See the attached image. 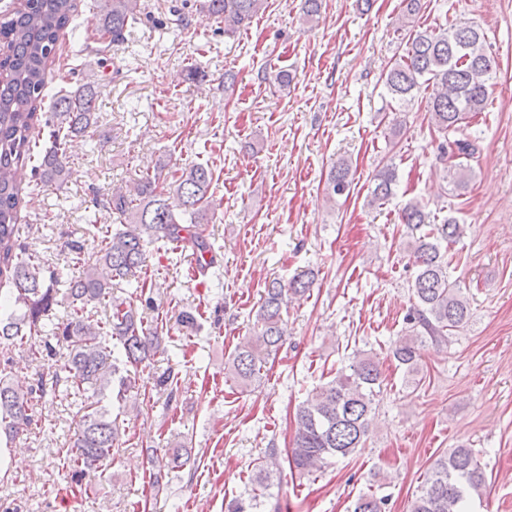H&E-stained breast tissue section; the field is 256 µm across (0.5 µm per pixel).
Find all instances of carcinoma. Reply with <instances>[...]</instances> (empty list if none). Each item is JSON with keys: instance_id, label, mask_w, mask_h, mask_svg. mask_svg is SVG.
<instances>
[{"instance_id": "carcinoma-1", "label": "carcinoma", "mask_w": 512, "mask_h": 512, "mask_svg": "<svg viewBox=\"0 0 512 512\" xmlns=\"http://www.w3.org/2000/svg\"><path fill=\"white\" fill-rule=\"evenodd\" d=\"M266 0H197V7L224 24V33L233 34L251 23ZM96 32L99 52L125 38L129 22L142 14V0H100ZM73 0H20L12 12L0 16V40L11 48L0 61V285L9 287L4 299L8 311L0 313V344L30 346L37 356L35 337L47 334L67 344L68 354L61 371L70 388L87 385L101 390L117 385L116 398L126 401L135 388L131 374L121 368L138 369L158 343L163 329L148 325L138 316L133 303L113 295L114 282L122 281L146 265V246L158 239L180 244L199 254L200 271L214 264L212 249L199 231L208 209L212 169L194 164L175 171L174 181L163 185L161 175L147 173L130 193L111 191L108 201L121 228L104 235L95 259L72 274L68 268L46 271L40 260L17 252L18 214L25 202L18 170L29 165L46 188L61 190L73 172L66 145L75 137H92L97 126V92L88 81L73 91L60 89L53 95L51 112L39 116L48 97L45 71L55 52L59 32L72 19ZM496 60L484 33L472 24L446 29H425L408 40L405 54L389 62L384 72L391 98L403 106L412 101L422 85L432 87L429 96L431 123L443 134L438 146L446 177L454 190L468 187L473 170L463 163L479 153L476 142L450 139L463 120L485 110ZM49 127V146L37 150L31 130L40 119ZM351 166L345 159L332 165L326 181V195L333 199L350 193ZM397 173L382 166L374 178L369 204L381 205L395 193ZM402 223L420 232L413 249L416 276L412 293L416 304L406 320L409 334L399 337L390 353L403 367L407 382L419 383V343L448 340L470 318V303L451 279L453 257L443 244L457 242L467 225L450 215L441 224L431 223L429 213L418 202L401 211ZM313 279L297 274L288 282L274 278L266 282L252 334L236 347L228 361L229 374L248 386L259 377L269 359L276 357L287 335L283 319L285 298L310 291ZM69 300L68 318L54 322L52 310L58 297ZM107 303L110 313L101 321L86 316L90 304ZM118 340L119 348L112 347ZM383 385L379 362L370 356L340 368L336 376L315 389L295 415L292 446L268 450L265 463L255 467L251 481L259 487L272 485L281 473L280 459L300 473L327 467L347 458L364 446L371 426V414ZM35 388L21 391L0 378V433L13 441L32 425L30 414ZM119 436L116 421L108 408L85 410L69 447L61 449L65 460L80 475L112 459ZM487 487L485 470L475 450L466 444L451 448L435 460L426 472L409 512H466V504L481 497ZM388 498L361 494L350 512H385ZM261 503L256 497L237 498L227 504V512H255Z\"/></svg>"}]
</instances>
